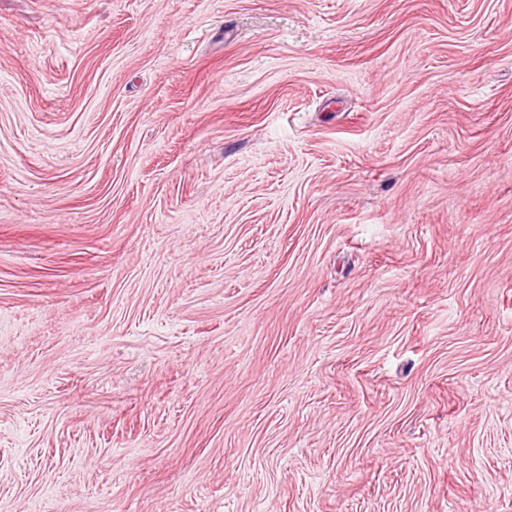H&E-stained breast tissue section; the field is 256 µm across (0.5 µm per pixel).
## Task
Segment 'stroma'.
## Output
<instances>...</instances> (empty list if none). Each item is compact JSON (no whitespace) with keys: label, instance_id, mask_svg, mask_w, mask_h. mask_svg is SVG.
I'll return each instance as SVG.
<instances>
[{"label":"stroma","instance_id":"stroma-1","mask_svg":"<svg viewBox=\"0 0 512 512\" xmlns=\"http://www.w3.org/2000/svg\"><path fill=\"white\" fill-rule=\"evenodd\" d=\"M0 512H512V0H0Z\"/></svg>","mask_w":512,"mask_h":512}]
</instances>
